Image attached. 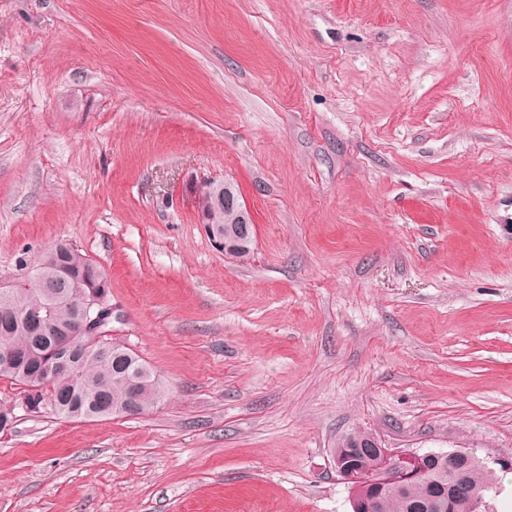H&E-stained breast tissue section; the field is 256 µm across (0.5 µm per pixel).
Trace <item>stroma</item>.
<instances>
[{
	"label": "stroma",
	"instance_id": "35a3bbf8",
	"mask_svg": "<svg viewBox=\"0 0 512 512\" xmlns=\"http://www.w3.org/2000/svg\"><path fill=\"white\" fill-rule=\"evenodd\" d=\"M57 242L167 396L18 411L0 512H351L359 431L512 460V0H0V283ZM198 194L200 199L207 198L210 203L209 208L200 209V224H210L214 230L221 228L223 232H232L237 225L233 224L231 214H224V208L234 209L238 213L237 224L239 226L235 233L218 240L213 239V244L230 255L252 251L254 225L250 212L245 204L240 202L237 191L230 184L213 178L205 181L200 186ZM223 215L224 223L219 224Z\"/></svg>",
	"mask_w": 512,
	"mask_h": 512
}]
</instances>
